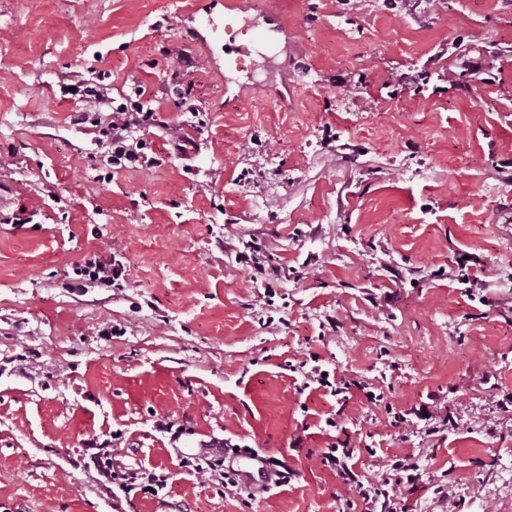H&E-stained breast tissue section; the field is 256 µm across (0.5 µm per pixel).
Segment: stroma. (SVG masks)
Listing matches in <instances>:
<instances>
[{
    "label": "stroma",
    "mask_w": 512,
    "mask_h": 512,
    "mask_svg": "<svg viewBox=\"0 0 512 512\" xmlns=\"http://www.w3.org/2000/svg\"><path fill=\"white\" fill-rule=\"evenodd\" d=\"M244 2L0 0V512H366L337 442L413 457L397 512H512V0ZM82 83L151 112L136 166ZM115 432L165 490L80 466ZM216 439L287 483L181 467Z\"/></svg>",
    "instance_id": "35a3bbf8"
}]
</instances>
